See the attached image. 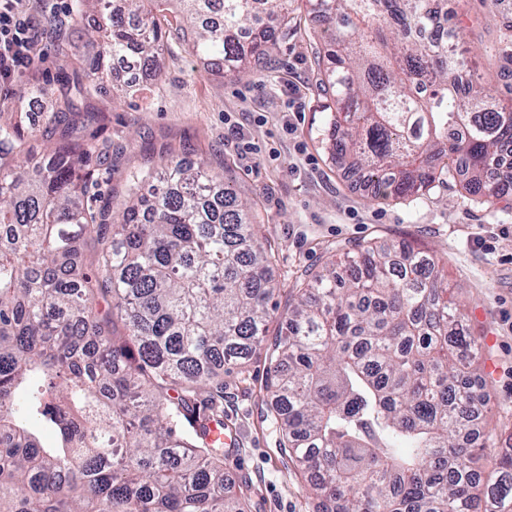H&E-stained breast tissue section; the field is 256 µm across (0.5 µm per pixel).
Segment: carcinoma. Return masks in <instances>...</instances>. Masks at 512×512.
I'll use <instances>...</instances> for the list:
<instances>
[{"mask_svg": "<svg viewBox=\"0 0 512 512\" xmlns=\"http://www.w3.org/2000/svg\"><path fill=\"white\" fill-rule=\"evenodd\" d=\"M168 0H75L95 12L85 74L51 100L60 142L0 124V512H247L226 495L224 368L264 342L272 244L252 205L200 161L127 175L117 223L84 204L95 137L77 133L109 62L167 47ZM206 72L242 75L288 27L291 0H176ZM326 25L323 141L384 197L417 194L462 160L469 193L512 144V107L489 101L447 0H305ZM112 305L102 307L107 297ZM124 334H115L116 322ZM439 260L360 245L297 282L267 356L281 451L319 512H512V445L482 430L488 396ZM494 476H482L486 452Z\"/></svg>", "mask_w": 512, "mask_h": 512, "instance_id": "obj_1", "label": "carcinoma"}]
</instances>
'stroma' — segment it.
I'll return each mask as SVG.
<instances>
[{
    "label": "stroma",
    "mask_w": 512,
    "mask_h": 512,
    "mask_svg": "<svg viewBox=\"0 0 512 512\" xmlns=\"http://www.w3.org/2000/svg\"><path fill=\"white\" fill-rule=\"evenodd\" d=\"M74 0H23L39 21L40 59L0 86V121L45 127V104L21 94L24 83L59 86L60 43L84 53L87 29L65 30ZM448 12L470 30L466 56L488 93L512 103V81L501 79L496 52L512 0H448ZM287 33L248 75L208 74L188 45L169 33L155 68L159 78L136 75L134 93L114 90L111 65L82 113L84 133L112 142V168L101 173L98 206L124 208L127 174L159 168L169 152L186 162L206 159L237 193L258 209L263 233L276 247V286L269 303L268 338H275L296 277L328 261L335 245L351 247L381 238L406 242L439 258L448 295L459 306L476 342L475 365L489 396L486 431L512 437V200L479 202L453 172L415 196L382 198L360 189L320 143L329 113L317 80L320 27L302 0H293ZM268 359L257 349L224 376V421L238 444L224 457L230 492L244 493L250 512H317L305 482L287 467L279 431L267 417Z\"/></svg>",
    "instance_id": "stroma-1"
}]
</instances>
